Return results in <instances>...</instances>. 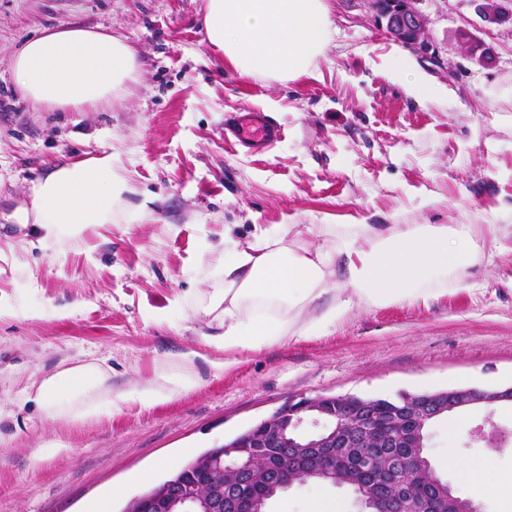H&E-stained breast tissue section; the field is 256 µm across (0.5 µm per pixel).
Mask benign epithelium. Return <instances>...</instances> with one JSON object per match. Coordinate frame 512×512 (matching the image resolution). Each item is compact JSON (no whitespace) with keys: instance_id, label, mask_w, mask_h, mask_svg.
I'll use <instances>...</instances> for the list:
<instances>
[{"instance_id":"7a95c632","label":"benign epithelium","mask_w":512,"mask_h":512,"mask_svg":"<svg viewBox=\"0 0 512 512\" xmlns=\"http://www.w3.org/2000/svg\"><path fill=\"white\" fill-rule=\"evenodd\" d=\"M376 21L405 47L431 56L434 48L426 36V19L415 0H369ZM483 26L512 27V0H485L477 5ZM458 40L471 48L469 56L479 66L490 65L493 46L473 29L462 27ZM512 404V385L453 387L433 393L402 392L397 398L378 400L357 395H315L293 398L251 427V432L224 442L219 464L201 459L197 465L214 477L205 492H189L169 499L160 489L144 498L135 512H224L221 475L237 473L258 481L262 493L236 498L235 512H267L268 498L296 483L320 479L338 487L345 479L337 461L351 459L358 478L348 489L355 495L358 512H482L479 505L444 492L436 479L429 486L420 478L428 474L421 465L428 448L427 425L449 412L473 407L494 408ZM470 435L492 447L512 435L488 418ZM400 448L419 462L400 470L387 460L386 449Z\"/></svg>"}]
</instances>
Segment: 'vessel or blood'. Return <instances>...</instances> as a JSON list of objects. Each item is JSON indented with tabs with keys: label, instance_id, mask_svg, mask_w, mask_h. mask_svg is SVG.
Returning a JSON list of instances; mask_svg holds the SVG:
<instances>
[{
	"label": "vessel or blood",
	"instance_id": "obj_1",
	"mask_svg": "<svg viewBox=\"0 0 512 512\" xmlns=\"http://www.w3.org/2000/svg\"><path fill=\"white\" fill-rule=\"evenodd\" d=\"M283 136V128L260 111L231 112L224 118V142L234 149H244L261 156Z\"/></svg>",
	"mask_w": 512,
	"mask_h": 512
}]
</instances>
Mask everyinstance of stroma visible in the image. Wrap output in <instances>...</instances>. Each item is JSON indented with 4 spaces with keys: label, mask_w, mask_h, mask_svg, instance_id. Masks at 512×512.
I'll return each mask as SVG.
<instances>
[{
    "label": "stroma",
    "mask_w": 512,
    "mask_h": 512,
    "mask_svg": "<svg viewBox=\"0 0 512 512\" xmlns=\"http://www.w3.org/2000/svg\"><path fill=\"white\" fill-rule=\"evenodd\" d=\"M336 38L315 77H241L213 55L204 0H0V210L25 201L52 164L121 156L136 188L116 224L92 228L83 248H29L0 226V301L24 314L0 319V512H112L148 493L203 451L222 445L288 398L395 397L455 386L512 383V30L480 28L473 0H417L435 59L412 61L443 96L421 100L385 61L402 46L367 0H330ZM477 26L495 50L474 64L455 34ZM89 28L139 51L136 81L101 112L34 108L9 68L27 38ZM261 111L285 136L261 157L224 143V115ZM258 224H478L482 253L427 303L355 307L336 328L238 355L208 346L209 320L188 303L208 283L197 269L225 228L240 241ZM102 359L114 407L82 423H51L24 390L60 363ZM192 373L195 387L149 406L136 390L160 375ZM512 406L474 408L434 422L427 456L461 497L447 450L473 461L493 452L512 472V443L470 437ZM148 472L151 483L137 482ZM121 496H113V489ZM321 494L356 512L352 493L292 486L304 512Z\"/></svg>",
    "instance_id": "35a3bbf8"
}]
</instances>
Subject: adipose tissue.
<instances>
[{
	"label": "adipose tissue",
	"instance_id": "ef3b65f1",
	"mask_svg": "<svg viewBox=\"0 0 512 512\" xmlns=\"http://www.w3.org/2000/svg\"><path fill=\"white\" fill-rule=\"evenodd\" d=\"M202 26L238 75L275 80L314 76L336 33L327 0H206ZM10 68L33 104L87 112L109 106L136 79L139 61L123 36L70 28L27 39ZM133 191L118 157L66 162L34 181L26 201L0 211V221L30 227L45 249L77 246L88 228L113 223L117 200ZM483 239L477 224H272L244 243L224 238L197 262L212 283L198 309L218 327L206 342L229 368L241 352L319 335L360 305L428 302L476 262ZM337 271L345 285L332 291ZM111 379L99 361L63 363L24 399L47 421L86 420L112 405ZM444 460L475 495L512 498V473H499L493 455L470 461L449 452Z\"/></svg>",
	"mask_w": 512,
	"mask_h": 512
}]
</instances>
